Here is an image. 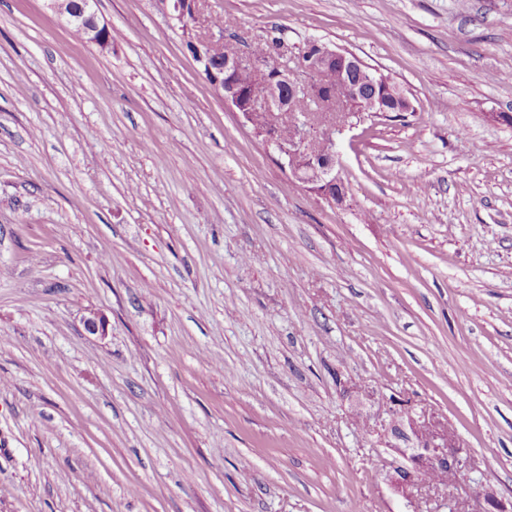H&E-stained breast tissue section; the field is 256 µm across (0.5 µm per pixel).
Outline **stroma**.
Instances as JSON below:
<instances>
[{
    "label": "stroma",
    "instance_id": "stroma-1",
    "mask_svg": "<svg viewBox=\"0 0 512 512\" xmlns=\"http://www.w3.org/2000/svg\"><path fill=\"white\" fill-rule=\"evenodd\" d=\"M96 11L108 53L0 0V512H512V0H203L411 98L343 207L152 0ZM413 419L457 472L401 490ZM314 42L322 57L335 62L336 69L349 96L360 98L372 95V99L380 104L379 111L386 112L382 95H384L385 89L392 92V79L389 76L369 67L359 57L350 52L332 49L319 40H314ZM355 75H357V81L355 83L350 82L351 77Z\"/></svg>",
    "mask_w": 512,
    "mask_h": 512
}]
</instances>
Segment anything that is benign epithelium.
I'll use <instances>...</instances> for the list:
<instances>
[{"instance_id": "obj_1", "label": "benign epithelium", "mask_w": 512, "mask_h": 512, "mask_svg": "<svg viewBox=\"0 0 512 512\" xmlns=\"http://www.w3.org/2000/svg\"><path fill=\"white\" fill-rule=\"evenodd\" d=\"M48 9L71 28L85 33L86 39L105 49L110 48V27L102 22L95 9V0H46ZM155 9L177 27L199 23L200 0H153ZM215 41H224L223 29L203 38L190 41L196 63L212 88L224 99V102L241 113L253 126H258L259 116L274 110H288V98L301 88L297 77L285 69H278L277 78L269 76L262 65L249 62V55L240 48L231 45L224 51V61L214 64L206 53V46ZM319 54L336 64V69L350 96L360 98L370 95L380 104V111H386L382 95L391 90L392 79L380 71L365 64L356 55L338 51L327 44L315 41ZM244 69L251 71L253 82L262 89L260 95H247L237 82V74ZM354 123L347 120L336 121L332 132L326 136L327 149L321 156L305 155L302 149L292 147L282 149L273 142L268 145L278 155V162L287 169L290 176L304 184L313 194L326 199L336 206L346 201L345 186L336 167L339 153L333 131L341 132ZM412 459L426 470L435 472L455 471L456 460L448 454L447 445L437 444L434 439L415 449Z\"/></svg>"}]
</instances>
